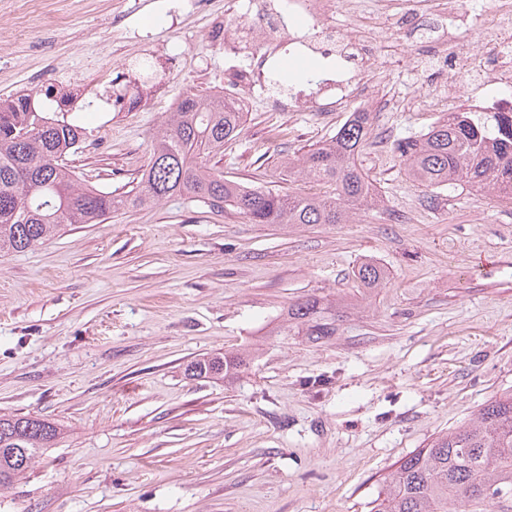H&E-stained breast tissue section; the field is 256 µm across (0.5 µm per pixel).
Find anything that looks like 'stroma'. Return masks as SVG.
<instances>
[{
    "label": "stroma",
    "instance_id": "35a3bbf8",
    "mask_svg": "<svg viewBox=\"0 0 512 512\" xmlns=\"http://www.w3.org/2000/svg\"><path fill=\"white\" fill-rule=\"evenodd\" d=\"M17 7L0 0V96L29 94L49 112L33 77H68L55 92L73 96L87 136L67 164L104 192L135 186L166 113L221 86L231 64L206 40L209 13L179 0ZM48 11L61 18L50 30ZM368 41L390 102L371 113L358 157L376 208L347 224H252L174 196L0 256V415L60 430L48 457L0 489V512H369L396 461L512 389V199L408 179L391 143L443 116L428 90L451 72L406 18ZM101 66L125 72L140 111L112 110ZM245 97L238 135L209 165L251 187L325 194L283 161L335 135L343 113ZM368 260L384 287L356 279ZM313 294L346 301L335 336L272 335ZM244 349L234 378L185 372Z\"/></svg>",
    "mask_w": 512,
    "mask_h": 512
}]
</instances>
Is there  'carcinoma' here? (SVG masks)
<instances>
[{
  "label": "carcinoma",
  "instance_id": "carcinoma-1",
  "mask_svg": "<svg viewBox=\"0 0 512 512\" xmlns=\"http://www.w3.org/2000/svg\"><path fill=\"white\" fill-rule=\"evenodd\" d=\"M244 113L211 95L188 94L169 113L136 186L105 193L77 182L64 164L84 128L37 111L29 94L0 98V254L23 252L65 224H100L113 213L173 196L214 213L232 208L253 224H345L380 203L357 164L369 113L357 112L328 141L286 167L332 187L322 197L246 187L206 166L235 138ZM406 175L423 186L470 188L512 199V131L488 126L469 112H450L420 137L393 142ZM355 277L380 288L384 269L362 263ZM340 305L309 295L289 304L286 321L311 341L336 335ZM247 364L239 353L216 354L186 368L196 378H228ZM59 429L28 415L0 416V486L54 448ZM512 512V389L489 399L465 426L401 458L383 478L370 512Z\"/></svg>",
  "mask_w": 512,
  "mask_h": 512
}]
</instances>
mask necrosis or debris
<instances>
[{"mask_svg": "<svg viewBox=\"0 0 512 512\" xmlns=\"http://www.w3.org/2000/svg\"><path fill=\"white\" fill-rule=\"evenodd\" d=\"M376 2L375 27H386L392 16L408 13L415 21L417 40L451 46L448 60L455 77L446 86L431 88L432 97L446 101L452 111L465 106L491 116L512 114V98L504 94L484 102L462 100L460 92L461 82L475 77L486 87L504 91L512 86V0H491L488 9L475 13L473 32L478 38V52L474 55L465 50L461 33L452 25L460 11V0H419L420 8L414 12L407 7L409 0ZM357 6L358 0H253L238 25L216 19L207 33L209 44L250 60L247 68L233 66L226 70L221 96L235 103L239 90L256 89L277 111L325 112L332 106L343 107L354 95L365 91L369 94L367 111H384L385 95L372 88L375 58L364 32L338 30L332 21L337 13L353 16ZM296 17L309 22L311 33H294L292 20ZM281 50L325 59L336 57V73L330 78H317L305 93H271L270 77Z\"/></svg>", "mask_w": 512, "mask_h": 512, "instance_id": "obj_1", "label": "necrosis or debris"}]
</instances>
